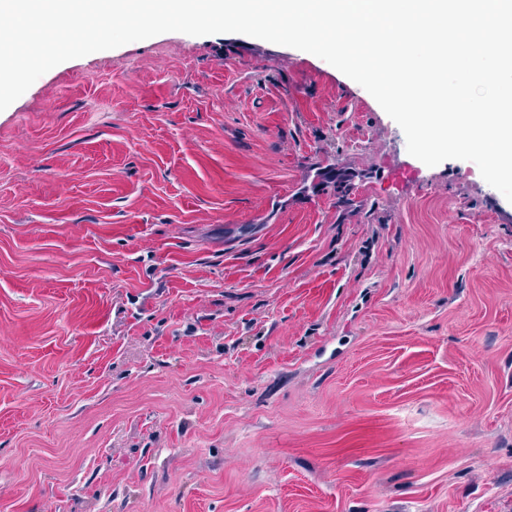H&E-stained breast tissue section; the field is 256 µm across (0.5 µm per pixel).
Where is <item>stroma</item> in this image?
Listing matches in <instances>:
<instances>
[{"instance_id": "35a3bbf8", "label": "stroma", "mask_w": 512, "mask_h": 512, "mask_svg": "<svg viewBox=\"0 0 512 512\" xmlns=\"http://www.w3.org/2000/svg\"><path fill=\"white\" fill-rule=\"evenodd\" d=\"M87 503L512 512V203L259 38L40 76L0 111V512Z\"/></svg>"}]
</instances>
